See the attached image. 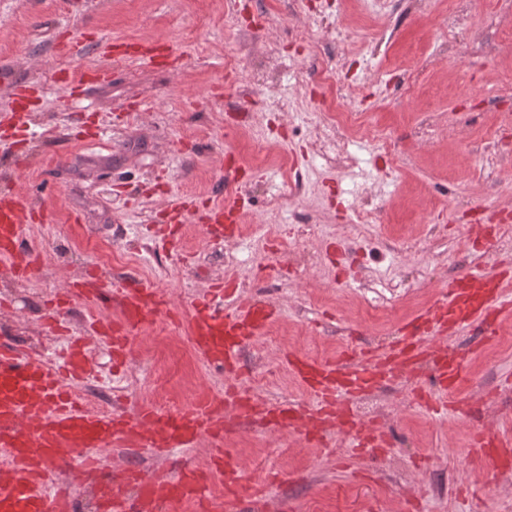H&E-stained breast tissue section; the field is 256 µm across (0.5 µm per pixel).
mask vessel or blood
Returning a JSON list of instances; mask_svg holds the SVG:
<instances>
[{"label":"vessel or blood","mask_w":512,"mask_h":512,"mask_svg":"<svg viewBox=\"0 0 512 512\" xmlns=\"http://www.w3.org/2000/svg\"><path fill=\"white\" fill-rule=\"evenodd\" d=\"M56 51L63 60L58 78L70 92H80L84 83L103 82L110 76V66L74 71L71 63L83 55V42L62 39ZM99 51L113 63L134 60L143 66L174 58L170 46L159 42L134 47L114 42L100 46ZM31 95L30 86H15L11 109L0 113V127L14 123ZM198 214L199 222L212 233L233 228L243 219L233 200L208 206ZM46 219L44 210L23 204L13 193H0V260L7 262L12 274L23 277L36 270L39 257L26 250L25 242L30 225ZM224 292L219 282L193 301L191 340L204 361L231 373L239 354L276 319L277 311L272 305L251 299L225 310ZM74 298L96 306L112 300L113 318L97 320L95 331L107 340L117 360L125 357L130 336L153 323L166 306L165 299L148 281L135 277L118 280L108 292L98 270L89 268L72 283L67 299L50 304L45 321L54 332L69 334L65 314ZM511 312L512 274L490 276L474 269L463 270L444 284L441 298L416 317L409 333L388 348L361 350L357 362L346 353L331 364L294 358L297 376L315 399L309 422H302L298 410L288 403L263 409L243 403L235 416L250 420L258 415L264 425L301 429L311 441L319 443L342 410L356 422L352 447H387L388 435L358 419L354 400L393 374L414 370L428 352L429 342L446 339L449 329L466 328L483 336L492 333L493 320ZM468 354L465 348L453 353L438 351L434 381L444 399L433 403L432 411L445 415L457 412L453 390ZM85 368L86 355L80 340L71 339L55 360L42 364L23 357L14 341L0 339V448L7 449L11 457L8 467L0 470V512H68L54 477L61 466L97 480L101 512H177L186 502L195 503L199 512H215L216 505L208 495L211 479L231 468L222 446L227 422L225 398L199 402L177 416L150 404L132 413L97 415L85 410L72 396V384L82 378ZM204 436L214 445L212 467L201 469L188 462L167 465L172 452L195 447ZM127 445L163 460V468L148 472L131 465L112 474L95 457L98 449Z\"/></svg>","instance_id":"1"}]
</instances>
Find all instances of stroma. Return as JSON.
I'll list each match as a JSON object with an SVG mask.
<instances>
[{
	"mask_svg": "<svg viewBox=\"0 0 512 512\" xmlns=\"http://www.w3.org/2000/svg\"><path fill=\"white\" fill-rule=\"evenodd\" d=\"M393 2V11L374 18L360 0H307L299 12L291 0H0V107L16 83L38 89L24 161L0 154V187L48 215L34 227L48 250L30 288L42 291L49 280L64 294L78 273L55 262L52 247L88 241L86 264L97 266L114 243L113 224L128 227L119 243L126 274L149 266L152 253L168 256L169 306L156 322L171 338L166 370L196 384V394L177 405L183 412L224 384L189 339L191 304L214 281L249 278L252 298L280 308L273 332L242 352L237 379L267 403L301 405L313 397L290 357L332 363L354 345H387L457 272L512 263V248L491 261L486 245L465 243L472 210L512 206V157L490 146L500 133L494 99L512 92V20L495 4L469 8L457 30L469 51L452 62L429 24L430 15H447L448 0ZM314 17L322 31L318 47L309 48L294 29ZM353 26L366 38L343 41ZM67 35L94 43L75 60L78 68L103 64L97 45L116 40L162 38L178 60L113 68L110 82L64 106L53 46ZM262 40L281 45L277 61L265 57ZM230 56L264 68V85L227 76ZM331 59L344 94L392 143L394 157L354 137L342 144L346 165L318 153L315 115L326 93L296 81L295 72H316ZM414 68L418 81L396 88L397 75ZM81 114L94 116L100 141L74 139ZM258 137L267 159L252 155ZM229 159L243 171L242 184L221 179ZM289 163L302 171L305 193L271 224L266 202L282 192ZM239 192L250 236H214L190 217L173 242L143 250L150 225L175 201L220 203ZM363 210L378 211L379 223L356 224ZM297 224L319 227L298 251L288 235ZM233 243L238 264L230 268L224 248ZM156 371L130 346L112 375L136 374L140 385L121 408L152 399ZM432 374L426 361L375 391L381 409L373 417L392 433V447L360 454L339 433L317 445L254 421L229 434L224 448L233 460L250 455L287 475L277 496L294 512H512V485L485 488L462 453L476 431L495 434L512 420V315L499 318L497 335L465 361L456 388L463 414L439 416L418 399L421 391L440 398Z\"/></svg>",
	"mask_w": 512,
	"mask_h": 512,
	"instance_id": "35a3bbf8",
	"label": "stroma"
}]
</instances>
